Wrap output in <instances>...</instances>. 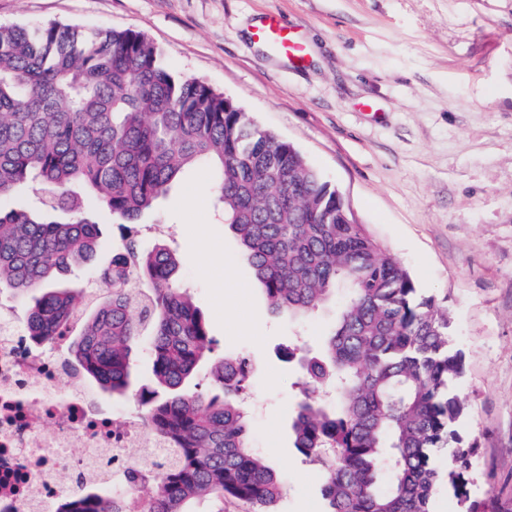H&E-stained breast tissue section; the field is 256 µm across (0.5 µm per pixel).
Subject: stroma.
I'll return each mask as SVG.
<instances>
[{"mask_svg": "<svg viewBox=\"0 0 512 512\" xmlns=\"http://www.w3.org/2000/svg\"><path fill=\"white\" fill-rule=\"evenodd\" d=\"M302 35L293 66L253 37L267 14ZM133 29L177 75L205 82L292 143L448 316L463 356V438L475 496L512 512V0H0V24ZM204 195L200 208L186 198ZM194 169L138 225L167 244L215 356H245L255 449L276 512H324L319 468L293 448L289 341L316 347L329 309L274 313Z\"/></svg>", "mask_w": 512, "mask_h": 512, "instance_id": "1", "label": "stroma"}]
</instances>
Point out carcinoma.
Instances as JSON below:
<instances>
[{
  "label": "carcinoma",
  "instance_id": "cac0c4a2",
  "mask_svg": "<svg viewBox=\"0 0 512 512\" xmlns=\"http://www.w3.org/2000/svg\"><path fill=\"white\" fill-rule=\"evenodd\" d=\"M209 171L224 223L236 235L273 311L301 320L338 307L334 330L300 358L293 448L324 475L325 512H433L445 485L459 512H493L477 498L475 448L458 431L463 357L448 317L289 142L207 84L176 76L163 51L132 29L0 25V199L30 183L36 209L0 208V292L28 304L25 335L72 336L83 373L117 396L145 347L153 387L138 393L143 423L168 444L156 471L123 472L125 490L81 491L57 512H190L209 496L274 512L275 471L252 447L244 403L251 364L210 367L215 392L186 381L212 340L178 261L156 244L123 243L96 263L93 194L112 217L139 224L185 171ZM76 265L97 269L103 299L57 284ZM448 449V468L431 463Z\"/></svg>",
  "mask_w": 512,
  "mask_h": 512
}]
</instances>
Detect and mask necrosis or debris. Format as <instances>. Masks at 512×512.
Returning a JSON list of instances; mask_svg holds the SVG:
<instances>
[{"label":"necrosis or debris","instance_id":"1","mask_svg":"<svg viewBox=\"0 0 512 512\" xmlns=\"http://www.w3.org/2000/svg\"><path fill=\"white\" fill-rule=\"evenodd\" d=\"M0 303V512H54L84 485L111 488L112 466L131 448H152L145 428L97 407L65 356L68 339L30 342ZM83 455L71 460V447ZM68 468L75 482H58Z\"/></svg>","mask_w":512,"mask_h":512}]
</instances>
